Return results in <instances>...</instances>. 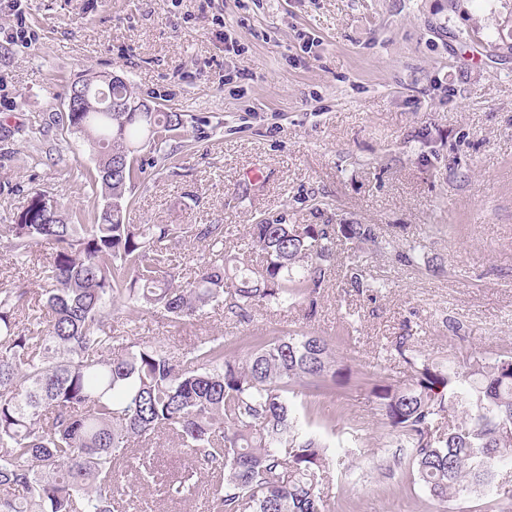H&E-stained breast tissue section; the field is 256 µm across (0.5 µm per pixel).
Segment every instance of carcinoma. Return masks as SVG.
<instances>
[{
    "mask_svg": "<svg viewBox=\"0 0 512 512\" xmlns=\"http://www.w3.org/2000/svg\"><path fill=\"white\" fill-rule=\"evenodd\" d=\"M66 100L58 121L93 157L87 180L103 207L73 211L36 191L14 223L0 224V245L15 257L54 249L40 295L0 284V512H121L127 491L115 476L165 433L196 462L166 485L175 500L208 474L210 512H332L321 488L330 444L308 429L318 408L296 401L300 389L352 379L328 339L258 336L241 359L222 336L175 351L131 327L117 334L112 320L145 311L179 323L221 303L246 323L261 306L312 308L336 237L374 245L377 228L262 219L231 254L222 224H130L138 157L181 139L182 114L150 109L110 75L72 83ZM188 238L211 246L191 272L169 253ZM344 277L374 287L358 260ZM385 351L411 380L357 382L406 449L413 481L439 502L473 488L511 497L499 477L512 472V353L422 360L405 334Z\"/></svg>",
    "mask_w": 512,
    "mask_h": 512,
    "instance_id": "cac0c4a2",
    "label": "carcinoma"
}]
</instances>
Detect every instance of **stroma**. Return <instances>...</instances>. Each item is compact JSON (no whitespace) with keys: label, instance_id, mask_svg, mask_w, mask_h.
Here are the masks:
<instances>
[{"label":"stroma","instance_id":"obj_1","mask_svg":"<svg viewBox=\"0 0 512 512\" xmlns=\"http://www.w3.org/2000/svg\"><path fill=\"white\" fill-rule=\"evenodd\" d=\"M33 42H11L0 15V224L41 190L73 209L99 203L83 179L95 161L54 119L73 81L118 75L186 141L147 165L133 224H224L237 237L261 219L373 224L377 246L337 238L315 310L285 305L236 323L223 306L198 320L134 316L138 336L179 348L199 336L241 346L305 330L331 340L358 373L403 384L385 348L411 334L419 358L512 351V0H22ZM415 246L417 263L398 255ZM362 256L378 287L346 284ZM51 245L0 280L40 291ZM316 427L346 442L342 475L323 482L334 512H512L473 491L441 504L413 484L401 449L364 388L314 391ZM166 445L147 467V502L187 466Z\"/></svg>","mask_w":512,"mask_h":512}]
</instances>
